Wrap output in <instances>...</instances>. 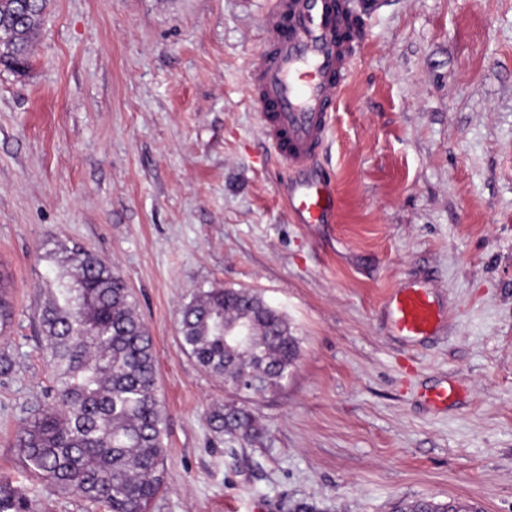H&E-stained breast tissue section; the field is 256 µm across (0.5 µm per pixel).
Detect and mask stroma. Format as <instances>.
<instances>
[{"label": "stroma", "mask_w": 512, "mask_h": 512, "mask_svg": "<svg viewBox=\"0 0 512 512\" xmlns=\"http://www.w3.org/2000/svg\"><path fill=\"white\" fill-rule=\"evenodd\" d=\"M367 27L322 164L331 224H297L249 71L272 0H51L25 75L0 66V480L34 512H87L12 446L48 384L36 316L64 243L120 273L168 416L151 512H512V0H349ZM427 287L436 334L394 329ZM245 288L300 345L248 400L261 444L217 436L222 379L180 346L201 290ZM444 383L447 405L425 398ZM389 313L401 336L419 338L435 333L441 313L423 288H397L388 300ZM460 507L454 503H436L432 500L419 499L401 502L394 507L393 512H457Z\"/></svg>", "instance_id": "35a3bbf8"}]
</instances>
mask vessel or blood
<instances>
[{
  "instance_id": "vessel-or-blood-1",
  "label": "vessel or blood",
  "mask_w": 512,
  "mask_h": 512,
  "mask_svg": "<svg viewBox=\"0 0 512 512\" xmlns=\"http://www.w3.org/2000/svg\"><path fill=\"white\" fill-rule=\"evenodd\" d=\"M261 27L265 49L249 84L265 141L296 175L286 187L289 213L300 224L329 223L336 185L315 165L362 42L346 30L342 0H273ZM388 308L398 333L409 338L432 335L441 322L422 288L394 290Z\"/></svg>"
}]
</instances>
